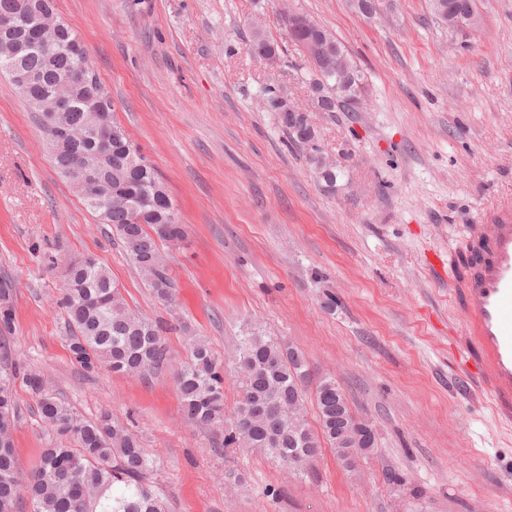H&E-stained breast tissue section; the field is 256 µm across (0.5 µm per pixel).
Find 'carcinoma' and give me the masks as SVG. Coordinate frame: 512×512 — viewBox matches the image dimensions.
Instances as JSON below:
<instances>
[{
    "mask_svg": "<svg viewBox=\"0 0 512 512\" xmlns=\"http://www.w3.org/2000/svg\"><path fill=\"white\" fill-rule=\"evenodd\" d=\"M432 11L451 30L457 29L455 17L462 12L479 17L476 0H432ZM285 27L296 44L319 38L325 46L311 55L313 71L307 81L317 108L354 111L364 90V74L333 34L307 16L304 23L287 22ZM15 38L28 43L20 66L40 76L26 98L28 104L52 95L60 77L90 64L81 52L84 44L69 26L56 32L50 52L32 40L29 29L16 32ZM249 48L261 57L279 55L278 46L257 27ZM74 96L71 111L54 114L48 125L39 121L52 162L65 178L83 159L91 160L89 181L111 205L105 213L91 199L84 205L112 228L153 295L170 300L174 285L159 243L175 245L185 230L173 220L177 212L166 187L117 121H112V136L105 144L81 138L97 123L99 113L87 109L80 90H74ZM269 102L289 142L324 182L335 184L336 167L321 154L306 118L289 112L288 99L281 94L269 97ZM66 278L58 303L70 328L68 350L83 371L103 367L115 375L145 378L166 367L164 336L177 329V323L131 310L108 270L92 256H84ZM13 292L11 284L0 281V512H166L148 478L156 463L140 439L110 411L84 418L57 396L43 374L22 367L13 356L8 343L14 326ZM188 349V361L174 376V384L186 419L220 433L218 448H260L296 475L312 467L326 446L347 469L375 448L372 432L353 450L342 441L336 403H341L349 422L356 416L333 379L316 387L320 433L310 431L304 418L307 362L286 344L255 333L241 338L237 365L242 396L229 417L224 412V361L195 336L188 338ZM19 387L36 398L41 422L56 436L27 475L17 468L13 452Z\"/></svg>",
    "mask_w": 512,
    "mask_h": 512,
    "instance_id": "1",
    "label": "carcinoma"
}]
</instances>
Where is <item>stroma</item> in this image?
Returning <instances> with one entry per match:
<instances>
[{
    "instance_id": "obj_1",
    "label": "stroma",
    "mask_w": 512,
    "mask_h": 512,
    "mask_svg": "<svg viewBox=\"0 0 512 512\" xmlns=\"http://www.w3.org/2000/svg\"><path fill=\"white\" fill-rule=\"evenodd\" d=\"M478 6L480 28L451 32L430 0H380L370 19L350 0H56L184 226L166 250L170 310L55 170L33 112L0 76L12 352L84 417L108 410L138 435L167 512H512V426L464 391L448 284L424 265L435 253L461 274L466 225L512 198V0ZM288 10L332 31L362 70L360 111L314 108ZM256 26L278 44L275 62L250 51ZM272 89L307 113L335 185L289 143L265 105ZM82 254L131 309L184 325L166 337L161 373H87L71 358L63 277L48 259ZM189 332L224 359L226 412L240 398L235 345L262 333L302 351L313 378L336 379L375 452L348 470L328 450L298 476L257 448L214 451L173 383ZM17 401L15 457L27 472L53 435L33 395ZM390 470L404 484L388 483ZM232 473L245 485L230 488Z\"/></svg>"
}]
</instances>
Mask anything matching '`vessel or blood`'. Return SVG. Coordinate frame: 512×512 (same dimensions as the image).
Listing matches in <instances>:
<instances>
[{
    "instance_id": "b4317fda",
    "label": "vessel or blood",
    "mask_w": 512,
    "mask_h": 512,
    "mask_svg": "<svg viewBox=\"0 0 512 512\" xmlns=\"http://www.w3.org/2000/svg\"><path fill=\"white\" fill-rule=\"evenodd\" d=\"M472 263L449 276L448 293L464 350L459 375L487 398L495 418L512 422V202L482 210L468 227Z\"/></svg>"
}]
</instances>
